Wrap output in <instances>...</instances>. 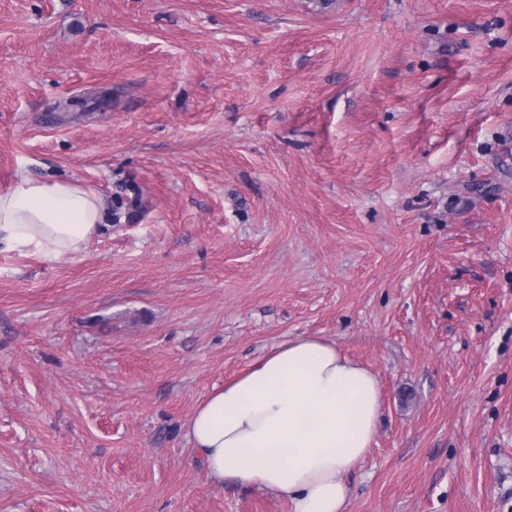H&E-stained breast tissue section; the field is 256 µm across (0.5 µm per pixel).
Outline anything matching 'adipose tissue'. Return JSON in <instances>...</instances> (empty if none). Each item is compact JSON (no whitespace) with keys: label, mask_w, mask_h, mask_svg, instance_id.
Instances as JSON below:
<instances>
[{"label":"adipose tissue","mask_w":512,"mask_h":512,"mask_svg":"<svg viewBox=\"0 0 512 512\" xmlns=\"http://www.w3.org/2000/svg\"><path fill=\"white\" fill-rule=\"evenodd\" d=\"M105 206L68 179L18 176L0 191V242L77 255ZM378 377L320 336L272 346L186 423L209 477L234 479L286 499L291 512H350L343 476L372 448L382 410Z\"/></svg>","instance_id":"1"}]
</instances>
